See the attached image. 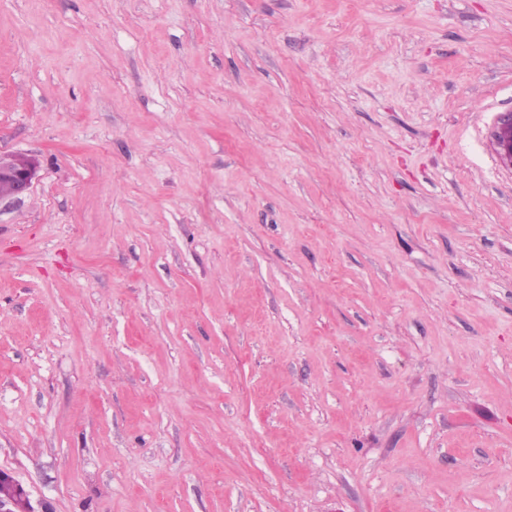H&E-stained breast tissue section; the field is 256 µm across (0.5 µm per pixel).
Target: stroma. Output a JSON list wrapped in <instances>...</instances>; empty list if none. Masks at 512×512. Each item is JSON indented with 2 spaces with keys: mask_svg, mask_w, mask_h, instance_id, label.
Segmentation results:
<instances>
[{
  "mask_svg": "<svg viewBox=\"0 0 512 512\" xmlns=\"http://www.w3.org/2000/svg\"><path fill=\"white\" fill-rule=\"evenodd\" d=\"M512 0H0V470L52 512H512ZM494 145L501 164L512 170V111L499 115L494 131ZM10 155L11 154H0V178L8 179L11 184L9 195L7 197H1V201L19 199L21 196L25 195L32 187L38 171V163L32 157H28L30 158L28 164L16 168L12 167L5 162Z\"/></svg>",
  "mask_w": 512,
  "mask_h": 512,
  "instance_id": "obj_1",
  "label": "stroma"
}]
</instances>
